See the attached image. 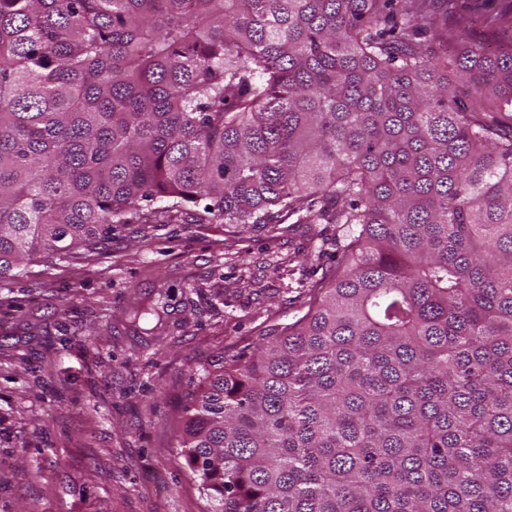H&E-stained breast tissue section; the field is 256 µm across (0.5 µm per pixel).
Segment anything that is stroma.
Returning a JSON list of instances; mask_svg holds the SVG:
<instances>
[{"mask_svg":"<svg viewBox=\"0 0 512 512\" xmlns=\"http://www.w3.org/2000/svg\"><path fill=\"white\" fill-rule=\"evenodd\" d=\"M477 7L464 42L496 49ZM332 224L276 236L220 224L118 226L76 261L0 287V512H206L174 447L205 369L295 322L340 258ZM159 314L135 317L138 304ZM97 335H90V328Z\"/></svg>","mask_w":512,"mask_h":512,"instance_id":"35a3bbf8","label":"stroma"}]
</instances>
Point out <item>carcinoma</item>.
<instances>
[{"instance_id":"carcinoma-1","label":"carcinoma","mask_w":512,"mask_h":512,"mask_svg":"<svg viewBox=\"0 0 512 512\" xmlns=\"http://www.w3.org/2000/svg\"><path fill=\"white\" fill-rule=\"evenodd\" d=\"M459 0H0V284L143 220L339 224L298 321L206 370L212 512H512V37ZM508 3L499 1L492 6V8L486 9L484 6L479 7L466 13L465 17L460 21L450 20L448 26L461 29L462 37L464 42H482L485 48L489 50H495L498 45V40L502 33L496 32L488 28L485 24V18L490 14L492 10L496 12L507 11ZM461 40L450 41L448 40V54L454 53L461 49L464 45Z\"/></svg>"}]
</instances>
